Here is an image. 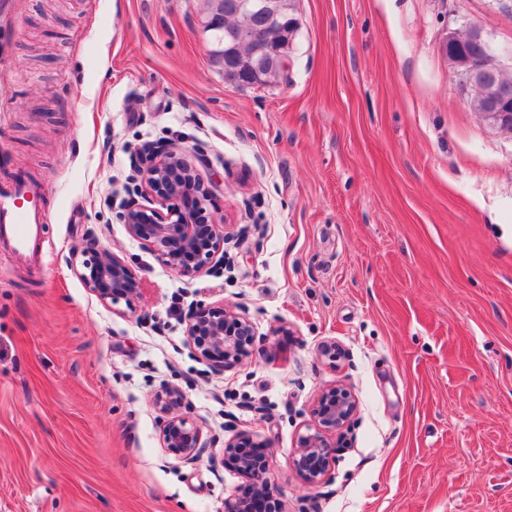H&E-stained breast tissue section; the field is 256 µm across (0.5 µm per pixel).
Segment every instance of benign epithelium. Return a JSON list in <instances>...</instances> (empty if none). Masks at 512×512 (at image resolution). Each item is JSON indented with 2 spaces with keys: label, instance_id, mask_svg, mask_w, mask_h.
Listing matches in <instances>:
<instances>
[{
  "label": "benign epithelium",
  "instance_id": "benign-epithelium-1",
  "mask_svg": "<svg viewBox=\"0 0 512 512\" xmlns=\"http://www.w3.org/2000/svg\"><path fill=\"white\" fill-rule=\"evenodd\" d=\"M239 7L268 25L280 22L272 0H239ZM448 59L483 97V115L512 133V84L502 78V68L492 60L483 31L471 27L460 35L445 37ZM135 180L155 193L157 206L133 198L122 202L121 220L128 235L146 243L161 261L189 278L224 271L230 259L225 241L233 237L226 224L203 223L211 203L198 169L186 151L162 141L142 145L132 159ZM82 280L104 302L131 300L138 294L139 280L119 257L98 247L95 239L82 250ZM187 345L215 372H224L249 356L257 331L250 319L230 309L197 305L185 318ZM154 405L163 415L161 439L165 450L186 464L194 463L207 447L199 428L189 416L190 406L182 391L164 386L154 394ZM358 403L342 386L321 392L313 408V421L298 437L295 467L303 482L320 484L334 461L332 435L354 426ZM264 448L240 435L224 443V463L241 478L234 494L224 501V512H253L252 499L271 497L268 463L242 454L243 443Z\"/></svg>",
  "mask_w": 512,
  "mask_h": 512
}]
</instances>
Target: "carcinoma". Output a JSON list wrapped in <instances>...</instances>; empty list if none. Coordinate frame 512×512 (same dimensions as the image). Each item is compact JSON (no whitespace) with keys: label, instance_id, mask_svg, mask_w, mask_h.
I'll return each mask as SVG.
<instances>
[{"label":"carcinoma","instance_id":"1","mask_svg":"<svg viewBox=\"0 0 512 512\" xmlns=\"http://www.w3.org/2000/svg\"><path fill=\"white\" fill-rule=\"evenodd\" d=\"M282 24L263 26L261 19L236 12V0H205V14L214 15L222 25L212 28L220 49L214 51L217 63H225L224 78L240 86H264L283 75L281 61L288 58L296 38L297 24L292 15L291 0H279ZM259 32L260 41L274 46L277 56L270 60L259 78L246 80L252 59V44L248 41L230 42L228 32Z\"/></svg>","mask_w":512,"mask_h":512}]
</instances>
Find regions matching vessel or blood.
<instances>
[{
    "mask_svg": "<svg viewBox=\"0 0 512 512\" xmlns=\"http://www.w3.org/2000/svg\"><path fill=\"white\" fill-rule=\"evenodd\" d=\"M42 192L32 180L0 186V241L22 255L38 250Z\"/></svg>",
    "mask_w": 512,
    "mask_h": 512,
    "instance_id": "vessel-or-blood-1",
    "label": "vessel or blood"
}]
</instances>
